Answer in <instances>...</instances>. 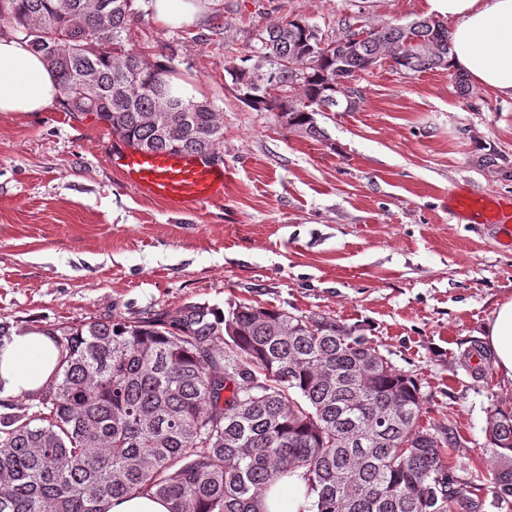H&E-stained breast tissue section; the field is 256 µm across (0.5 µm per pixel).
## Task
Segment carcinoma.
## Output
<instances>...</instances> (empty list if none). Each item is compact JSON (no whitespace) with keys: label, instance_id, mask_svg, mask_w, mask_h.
Here are the masks:
<instances>
[{"label":"carcinoma","instance_id":"1","mask_svg":"<svg viewBox=\"0 0 512 512\" xmlns=\"http://www.w3.org/2000/svg\"><path fill=\"white\" fill-rule=\"evenodd\" d=\"M135 0H0L5 30L55 73L69 112H94L150 151L211 155L224 125L208 100L173 87L171 68L133 42ZM448 29L420 18L322 41L307 23L259 30L224 63L241 99L283 126L327 139L316 115L382 61L446 67ZM92 86L84 87V78ZM166 111L176 133L146 122ZM55 374L0 416V512H107L149 495L169 512H261L262 492L300 471L305 512H464L445 448L419 425L423 397L362 335L328 316L239 303L48 332ZM486 436L497 495L512 497V410Z\"/></svg>","mask_w":512,"mask_h":512}]
</instances>
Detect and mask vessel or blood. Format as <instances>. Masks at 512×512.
<instances>
[{
  "label": "vessel or blood",
  "instance_id": "1",
  "mask_svg": "<svg viewBox=\"0 0 512 512\" xmlns=\"http://www.w3.org/2000/svg\"><path fill=\"white\" fill-rule=\"evenodd\" d=\"M123 171L145 196L187 206H202L224 196L226 173L222 161L183 152H152L129 144L114 151ZM450 210L476 224H512V199L456 193Z\"/></svg>",
  "mask_w": 512,
  "mask_h": 512
}]
</instances>
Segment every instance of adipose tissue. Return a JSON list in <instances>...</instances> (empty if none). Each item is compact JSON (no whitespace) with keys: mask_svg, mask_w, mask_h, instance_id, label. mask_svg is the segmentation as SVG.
Here are the masks:
<instances>
[{"mask_svg":"<svg viewBox=\"0 0 512 512\" xmlns=\"http://www.w3.org/2000/svg\"><path fill=\"white\" fill-rule=\"evenodd\" d=\"M429 14L448 18L450 70L512 97V0H425ZM58 94L56 76L26 44L0 38V113L42 112ZM493 366L512 383V300L498 304L482 336ZM58 350L41 332L0 339V398L36 392L53 375ZM307 503L299 475L284 477L263 498V512H301Z\"/></svg>","mask_w":512,"mask_h":512,"instance_id":"adipose-tissue-1","label":"adipose tissue"}]
</instances>
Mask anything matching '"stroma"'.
I'll return each instance as SVG.
<instances>
[{
    "label": "stroma",
    "mask_w": 512,
    "mask_h": 512,
    "mask_svg": "<svg viewBox=\"0 0 512 512\" xmlns=\"http://www.w3.org/2000/svg\"><path fill=\"white\" fill-rule=\"evenodd\" d=\"M135 6L137 46L220 114L224 197L190 210L143 198L95 114L0 113V323L43 332L235 302L330 316L417 382L423 424L450 429L448 475L472 512H505L485 429L512 409V385L471 352L512 299V230L451 217L448 195L512 196V98L385 63L353 110L318 115L316 141L243 103L225 60L289 19L329 41L412 22L425 0H202L182 26Z\"/></svg>",
    "instance_id": "35a3bbf8"
}]
</instances>
